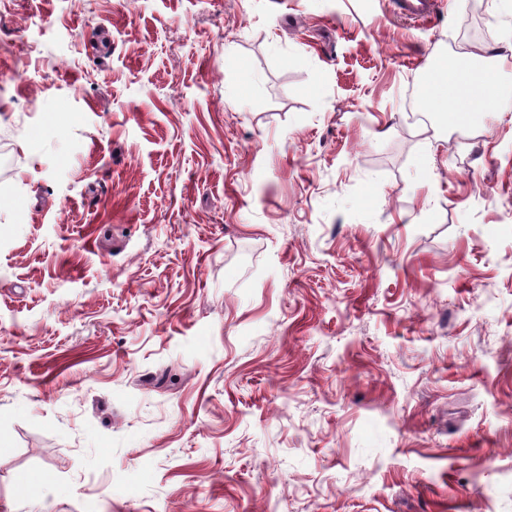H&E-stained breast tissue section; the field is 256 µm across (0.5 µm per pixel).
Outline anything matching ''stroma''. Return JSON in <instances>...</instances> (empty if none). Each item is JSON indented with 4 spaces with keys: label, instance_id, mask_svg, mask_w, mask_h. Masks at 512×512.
I'll use <instances>...</instances> for the list:
<instances>
[{
    "label": "stroma",
    "instance_id": "1",
    "mask_svg": "<svg viewBox=\"0 0 512 512\" xmlns=\"http://www.w3.org/2000/svg\"><path fill=\"white\" fill-rule=\"evenodd\" d=\"M467 0H0V512H512V35ZM496 77L491 71L467 68H441L433 74L422 93L425 107L432 112H450L459 122L476 117L474 97L482 93L488 104L496 101Z\"/></svg>",
    "mask_w": 512,
    "mask_h": 512
}]
</instances>
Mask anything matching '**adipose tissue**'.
Listing matches in <instances>:
<instances>
[{
    "label": "adipose tissue",
    "instance_id": "adipose-tissue-1",
    "mask_svg": "<svg viewBox=\"0 0 512 512\" xmlns=\"http://www.w3.org/2000/svg\"><path fill=\"white\" fill-rule=\"evenodd\" d=\"M496 85L493 72L445 67L432 75L425 85L422 100L427 109L450 113L462 122L473 118L476 94H483L488 102H495Z\"/></svg>",
    "mask_w": 512,
    "mask_h": 512
}]
</instances>
